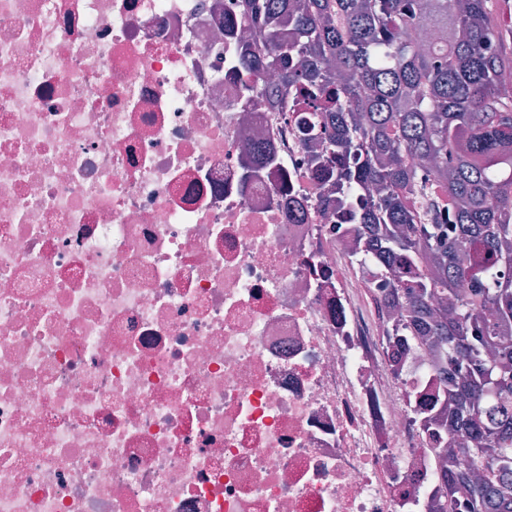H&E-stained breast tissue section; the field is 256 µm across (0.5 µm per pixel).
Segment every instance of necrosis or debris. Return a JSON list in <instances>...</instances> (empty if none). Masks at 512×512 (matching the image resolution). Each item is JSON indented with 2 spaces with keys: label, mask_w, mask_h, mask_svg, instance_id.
<instances>
[{
  "label": "necrosis or debris",
  "mask_w": 512,
  "mask_h": 512,
  "mask_svg": "<svg viewBox=\"0 0 512 512\" xmlns=\"http://www.w3.org/2000/svg\"><path fill=\"white\" fill-rule=\"evenodd\" d=\"M243 7L0 0V512H462Z\"/></svg>",
  "instance_id": "obj_1"
}]
</instances>
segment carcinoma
<instances>
[{
  "mask_svg": "<svg viewBox=\"0 0 512 512\" xmlns=\"http://www.w3.org/2000/svg\"><path fill=\"white\" fill-rule=\"evenodd\" d=\"M496 2L245 0L257 41L240 62L275 75L276 110L305 105V141L328 138L315 173L335 197L321 204L360 226L351 262L393 279L406 325L386 336H431L453 363L442 397L413 413L461 441L448 495L465 489V512H512L476 478L512 474V27ZM399 24L438 39L399 40Z\"/></svg>",
  "mask_w": 512,
  "mask_h": 512,
  "instance_id": "1",
  "label": "carcinoma"
}]
</instances>
